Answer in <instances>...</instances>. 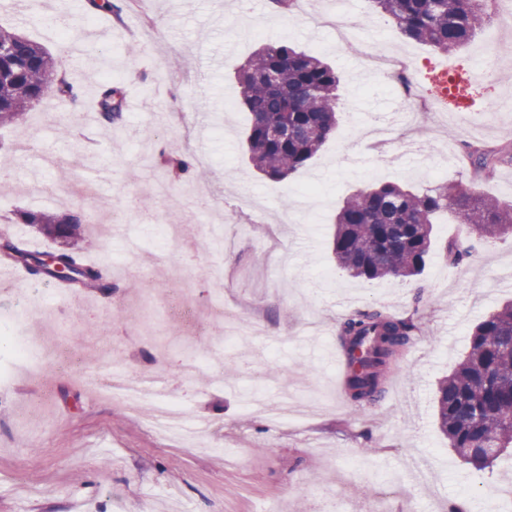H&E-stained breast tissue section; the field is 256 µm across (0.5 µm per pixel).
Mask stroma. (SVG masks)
<instances>
[{
  "label": "stroma",
  "mask_w": 512,
  "mask_h": 512,
  "mask_svg": "<svg viewBox=\"0 0 512 512\" xmlns=\"http://www.w3.org/2000/svg\"><path fill=\"white\" fill-rule=\"evenodd\" d=\"M37 0H0V26L43 45L60 72L79 85L78 102L46 95L0 127V225H20L30 246L52 248L27 212L78 213L96 243L92 265L108 267L113 294L70 292L28 277L0 295V320L47 350L65 342L80 357L68 373L52 360L37 374L0 386V512H490L497 490L512 485V456L478 471L449 448L433 418L440 378L464 358L474 326L512 299V239L480 241L468 225L441 217L423 272L362 281L337 272L328 248L346 197L392 182L423 193L461 185L512 204V111L487 116L484 95L512 92V61L483 81L469 115L480 134L431 114L401 132L406 103L394 77L363 63L366 52L395 51L427 68L440 62L481 68L494 40L512 38L494 0L488 23L451 57L403 36L371 0H351L346 41L315 25L323 0H297L292 11L270 0H125L121 18L89 16L86 0H55L69 13L68 33L33 21ZM282 39L336 67L343 112L318 154L283 181L259 174L245 152L249 114L236 96L235 72L262 44ZM136 53H127L129 44ZM124 90V121L100 127L96 95L102 73ZM71 127L68 140L59 126ZM502 153L492 175L462 161L466 146ZM208 157V203L188 180H173L161 151ZM125 220L113 225V210ZM237 225L232 244L210 235ZM468 247L449 264L448 242ZM169 288L198 307L240 314L232 335L210 323L197 358L203 369L182 381L193 325L166 315ZM144 304L142 323L116 310ZM373 306L411 319L416 336L399 360L385 398L352 409L345 393L339 323ZM248 359L262 377L240 370ZM132 367L160 373L180 392L184 424L206 420L205 444L169 436L150 405L128 410L102 397L95 372ZM272 405L283 394L316 398L301 420L275 423L246 412L243 393ZM41 415L15 413L39 398ZM373 454H365V446Z\"/></svg>",
  "instance_id": "stroma-1"
}]
</instances>
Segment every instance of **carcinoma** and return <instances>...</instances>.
Returning a JSON list of instances; mask_svg holds the SVG:
<instances>
[{"mask_svg": "<svg viewBox=\"0 0 512 512\" xmlns=\"http://www.w3.org/2000/svg\"><path fill=\"white\" fill-rule=\"evenodd\" d=\"M372 2L407 38L448 56L487 23L485 0ZM86 6L92 15L121 18L122 8L112 0H86ZM7 42L14 59L0 61V126L13 123L50 89L62 99L77 98L75 86L45 48L0 27V44ZM338 85L336 70L317 54L282 41L264 43L238 68L237 97L252 116L246 142L257 171L284 180L315 157L338 124ZM97 107L104 128L121 122L122 89H103ZM278 128L288 129L287 139L271 138L270 131ZM466 156L476 171L493 172L494 156L475 147ZM444 211L455 213L480 239L512 236V204L448 185L421 194L384 183L347 197L336 214L332 253L338 270L367 281L419 274L431 252L432 226ZM25 222L59 245L56 264L68 275H59L12 235H0V260L22 263L43 281L112 291L115 284L73 248L84 232L79 216L29 213ZM416 331L412 320L397 318L384 307L358 310L340 323L337 336L349 358L345 386L354 407L384 398L391 365ZM435 415L449 447L478 471L492 467L512 448V302L475 326L464 359L438 382Z\"/></svg>", "mask_w": 512, "mask_h": 512, "instance_id": "carcinoma-1", "label": "carcinoma"}]
</instances>
